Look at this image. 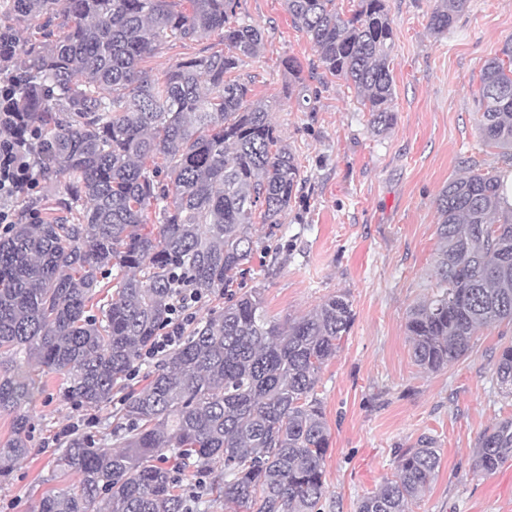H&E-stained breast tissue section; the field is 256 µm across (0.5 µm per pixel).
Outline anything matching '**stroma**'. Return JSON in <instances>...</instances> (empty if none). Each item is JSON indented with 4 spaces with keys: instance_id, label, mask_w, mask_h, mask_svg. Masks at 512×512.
Returning a JSON list of instances; mask_svg holds the SVG:
<instances>
[{
    "instance_id": "stroma-1",
    "label": "stroma",
    "mask_w": 512,
    "mask_h": 512,
    "mask_svg": "<svg viewBox=\"0 0 512 512\" xmlns=\"http://www.w3.org/2000/svg\"><path fill=\"white\" fill-rule=\"evenodd\" d=\"M435 0H386L395 47L392 125L373 132L354 90L332 79L319 87L316 111L287 95V58L303 68L317 60L296 29L284 0H241V16L261 27L263 46L242 73L296 150L302 183L276 235L253 230L256 247L234 292L261 289L269 316H303L326 296L346 293L355 320L336 357L320 374L331 438L325 460L323 512H356L359 500L394 472V451L433 438L442 464L411 512H512V464L475 474L479 434L512 416L493 374L499 351L512 344V323L479 333L468 355L438 372L412 359L407 314L431 293L437 249L436 199L448 181L476 168L512 171V157L479 133L480 70L512 38V0H467L447 32L429 16ZM217 36L167 43L146 59L159 75L201 54ZM61 379L42 376L25 408L30 454L0 483V512H38L50 490L72 489L76 475L57 477L55 437L66 426L91 422L102 436L116 425L111 403L81 406L62 395Z\"/></svg>"
}]
</instances>
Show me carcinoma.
Wrapping results in <instances>:
<instances>
[{"mask_svg": "<svg viewBox=\"0 0 512 512\" xmlns=\"http://www.w3.org/2000/svg\"><path fill=\"white\" fill-rule=\"evenodd\" d=\"M323 75L354 88L380 132L394 117V31L385 0H285ZM467 0H438L444 32ZM239 0H0L26 50L17 78L19 129L42 134L32 154L57 177L54 207L28 202L0 235V413L14 435L0 442V478L28 456L23 405L37 380H63V396L100 406L130 376L170 316L179 283L203 293L230 286L253 254L254 218L280 226L301 184L295 151L240 74L261 30L240 20ZM40 21L39 38L28 30ZM219 37L221 48L151 77L141 64L166 42ZM288 93L307 108L317 94L297 60ZM485 142L512 154V44L480 74ZM500 177L473 171L437 198L439 247L430 297L408 313L414 362L437 372L464 358L474 336L512 321V211H500ZM157 226L152 230L151 226ZM331 294L311 312L268 318L260 289L231 298L195 326L118 410L119 445L72 438L57 471L77 489L50 491L39 512H187L182 473L224 464L217 483L236 512H321L330 432L316 386L354 322ZM494 374L512 396V346ZM512 462V417L480 434L473 471ZM393 478L357 512H409L435 479L440 449L429 437L394 452Z\"/></svg>", "mask_w": 512, "mask_h": 512, "instance_id": "obj_1", "label": "carcinoma"}]
</instances>
